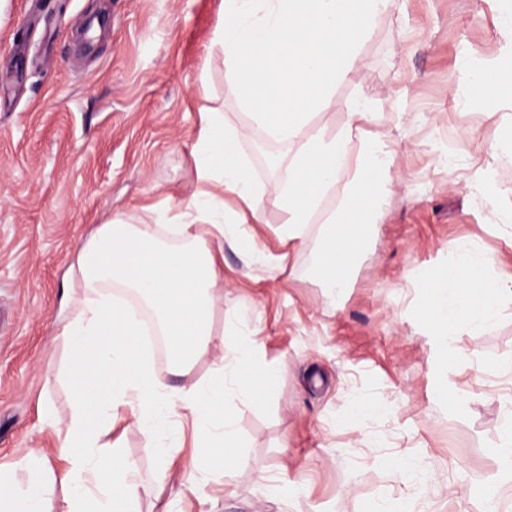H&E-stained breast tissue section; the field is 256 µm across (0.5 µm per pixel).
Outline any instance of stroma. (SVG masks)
<instances>
[{
    "instance_id": "obj_1",
    "label": "stroma",
    "mask_w": 512,
    "mask_h": 512,
    "mask_svg": "<svg viewBox=\"0 0 512 512\" xmlns=\"http://www.w3.org/2000/svg\"><path fill=\"white\" fill-rule=\"evenodd\" d=\"M507 0H389L359 48L362 63L332 91L334 107L312 112L307 135H333L354 104L382 113L397 172L374 239L336 301L312 276L319 229L336 210L328 195L289 247L273 203L286 178L269 156L287 142L255 130L241 145L267 204L251 225L279 268L247 265L224 249L215 327L253 332V371L275 368L258 401L229 410L244 441L217 473L191 471L192 430L160 464L157 438L119 413L123 458L142 477L138 512H483L487 486L512 512V480L494 449L512 396V304L480 335L459 330L458 356L442 365L423 310L433 278L456 241L493 256L489 279H512V107L472 84L473 71L512 68ZM224 0H6L0 8V466L29 455L64 467L41 421L51 405L71 415L57 376L61 335L75 305L65 282L80 240L114 214L149 223L173 217L196 183L200 114L250 121L225 76L214 36ZM500 177L486 198L479 174ZM459 395L434 399L438 377ZM384 414L354 420L356 398ZM415 457L427 482L395 460ZM165 481H158L159 467Z\"/></svg>"
}]
</instances>
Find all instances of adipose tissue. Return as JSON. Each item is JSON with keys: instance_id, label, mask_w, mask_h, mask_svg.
Listing matches in <instances>:
<instances>
[{"instance_id": "1", "label": "adipose tissue", "mask_w": 512, "mask_h": 512, "mask_svg": "<svg viewBox=\"0 0 512 512\" xmlns=\"http://www.w3.org/2000/svg\"><path fill=\"white\" fill-rule=\"evenodd\" d=\"M389 0H224V19L215 42L224 52L228 78L251 123L225 124L223 113H202L194 147L198 185L170 225L180 245L160 237L154 226L125 214L97 226L84 240L71 268L70 292L79 304L62 334L70 357L62 369L73 387L72 411L60 424L45 409L44 424L56 438V452L68 468L54 475L45 459L18 460L28 470L26 487L0 470V512H47L55 485L67 490V512H136L140 481L112 438L118 411L130 412L150 434H171L177 410L194 420L197 473L221 467L226 451L242 440L226 405L256 400L276 380L265 368L251 374L255 345L240 332L221 343L222 354L207 379L192 370L216 334L213 311L217 285L224 279V247L238 248L246 261L270 265L250 224L260 223L265 198L240 154L255 128L287 140V178L274 203L288 215L279 228L282 241L296 244L324 198L337 194L339 206L323 223L314 261L317 281L328 300L342 296L351 272L366 253L390 182L393 155L377 132L381 113L357 104L336 135L305 133L312 109L330 111L332 89L357 63L358 43L371 30ZM236 206H226L225 196ZM205 235L193 234V225ZM491 264L470 241L455 245L446 271L430 286L424 319L441 355L454 351L456 331H488L498 309L512 303V289L488 282ZM128 288L153 313L169 353V373L153 372L139 353L141 323L132 308L102 294L103 286ZM182 377L180 386L169 376Z\"/></svg>"}]
</instances>
